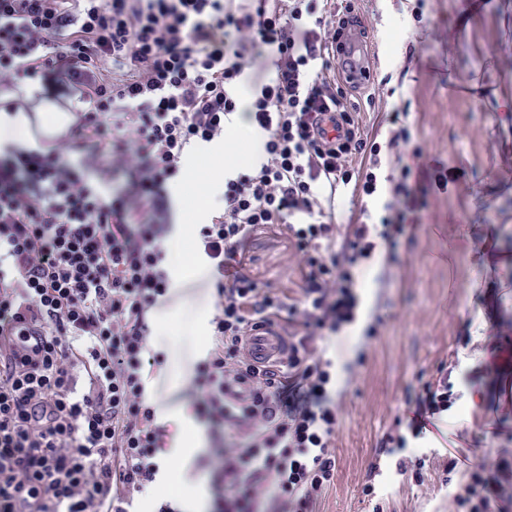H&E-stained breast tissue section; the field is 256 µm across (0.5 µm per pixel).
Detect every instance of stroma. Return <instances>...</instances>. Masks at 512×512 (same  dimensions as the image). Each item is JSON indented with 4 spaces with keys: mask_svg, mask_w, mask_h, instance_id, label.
Wrapping results in <instances>:
<instances>
[{
    "mask_svg": "<svg viewBox=\"0 0 512 512\" xmlns=\"http://www.w3.org/2000/svg\"><path fill=\"white\" fill-rule=\"evenodd\" d=\"M335 8L358 18L378 57L370 83L353 91L356 119L364 137L384 135L393 109L405 110L412 148L447 163L459 187L439 192L422 185L424 204L417 230L403 243L390 272L361 263L360 305L366 318L325 339L336 366L339 427L333 441L336 475L316 512H453L451 493L460 472H447L449 451L494 459L512 451V169L503 165L512 147V0H335ZM421 7L422 19L412 10ZM220 187L209 204L185 207L195 189L176 181L170 187L172 222L205 224L220 208ZM497 256L475 257L487 239ZM195 238L175 231L166 239V260L181 294L163 304L172 314L163 333L149 340L161 364L149 383L170 407H195L191 379L198 351L211 347L210 321L216 296L210 267L197 257ZM295 246L278 225L255 231L248 246L247 274L260 287L288 299L304 285L295 264ZM196 255L186 275L185 255ZM375 335H368V327ZM500 376L487 383L486 362ZM457 399L447 419L409 439L402 456L424 460L422 482L397 475L392 457L379 454L383 435L409 423L412 397L421 384L439 378L441 368ZM379 464L381 476L369 475ZM187 485H155L138 495V512H154L160 500L179 504L215 493L200 465L187 472ZM374 481L377 502L362 493Z\"/></svg>",
    "mask_w": 512,
    "mask_h": 512,
    "instance_id": "1",
    "label": "stroma"
}]
</instances>
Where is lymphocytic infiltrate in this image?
Here are the masks:
<instances>
[{
	"label": "lymphocytic infiltrate",
	"mask_w": 512,
	"mask_h": 512,
	"mask_svg": "<svg viewBox=\"0 0 512 512\" xmlns=\"http://www.w3.org/2000/svg\"><path fill=\"white\" fill-rule=\"evenodd\" d=\"M328 4L0 0V88L37 81L59 106L84 105L68 140L0 158V512H132L155 481L161 432L146 388L159 360L146 315L172 287L168 190L238 111L262 133L261 157L225 178L224 208L199 231L216 312L192 378L196 414L240 440L208 464L216 512H315L338 427L336 369L315 339L355 322L359 262L379 248L396 259L418 200L402 166L376 219L323 220L339 186L375 196L382 156L401 158L411 140L397 115L385 142L357 137L333 55L347 19ZM116 169L130 187L105 196ZM267 224L296 248L304 287L289 302L245 272ZM262 322L288 327L280 367L243 353ZM454 402L447 377L425 383L409 435L386 433L380 453L404 450ZM448 468L464 471L456 512H512V453L489 465L452 454Z\"/></svg>",
	"instance_id": "obj_1"
}]
</instances>
